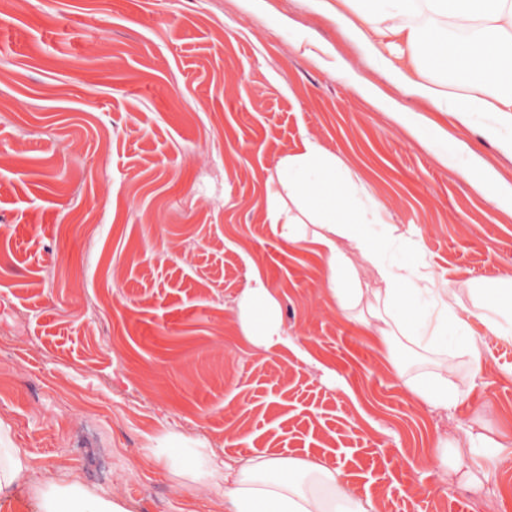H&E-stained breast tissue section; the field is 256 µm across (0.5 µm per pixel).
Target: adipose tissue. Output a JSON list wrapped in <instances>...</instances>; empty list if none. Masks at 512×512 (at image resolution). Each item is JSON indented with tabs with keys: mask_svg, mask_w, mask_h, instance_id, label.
I'll list each match as a JSON object with an SVG mask.
<instances>
[{
	"mask_svg": "<svg viewBox=\"0 0 512 512\" xmlns=\"http://www.w3.org/2000/svg\"><path fill=\"white\" fill-rule=\"evenodd\" d=\"M354 18L344 19L350 35L383 67L388 50L405 46L413 73L394 70L401 85L445 112H477L489 132L512 129V0H361ZM447 71L463 87L453 95L423 80L425 68ZM462 175L512 221V184L481 163L461 167ZM269 202L264 223L292 243L307 242L322 260L328 284L326 303L357 313L380 352L390 355L404 340L438 354L432 369L406 383L437 409L455 406L464 391L457 358L480 363L479 344L469 329L479 319L490 336L512 335V310L490 307L487 285L473 280L435 282L412 268L390 262L382 246L362 230L380 221L379 205L357 187L348 169L317 139L267 172ZM429 296L430 306L410 317L409 302ZM231 319L239 334L260 351L289 344L281 306L260 272L238 298ZM0 418V495L17 484L32 488L40 512H126L117 497L103 495L79 480L60 483L50 472H35ZM187 474L195 489L222 494L224 512H383L372 493H350L341 468L331 461L284 458L255 452L237 465H219L211 452L197 450Z\"/></svg>",
	"mask_w": 512,
	"mask_h": 512,
	"instance_id": "obj_1",
	"label": "adipose tissue"
}]
</instances>
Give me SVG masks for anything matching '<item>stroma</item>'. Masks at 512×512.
Returning <instances> with one entry per match:
<instances>
[{
	"mask_svg": "<svg viewBox=\"0 0 512 512\" xmlns=\"http://www.w3.org/2000/svg\"><path fill=\"white\" fill-rule=\"evenodd\" d=\"M330 2L18 0L0 16V250L16 256L0 417L31 467L127 512H215L152 458L180 431L230 464L330 457L390 512H512V340L471 320L484 369L433 408L325 305L314 250L262 222L265 171L312 135L379 203L368 230L389 260L438 282L512 277V223L356 82L509 182L512 147L398 86L338 21L352 0ZM324 47L352 77L314 61ZM254 267L296 348L255 353L229 324ZM471 433L493 442L475 486L435 462L438 438Z\"/></svg>",
	"mask_w": 512,
	"mask_h": 512,
	"instance_id": "obj_1",
	"label": "stroma"
}]
</instances>
